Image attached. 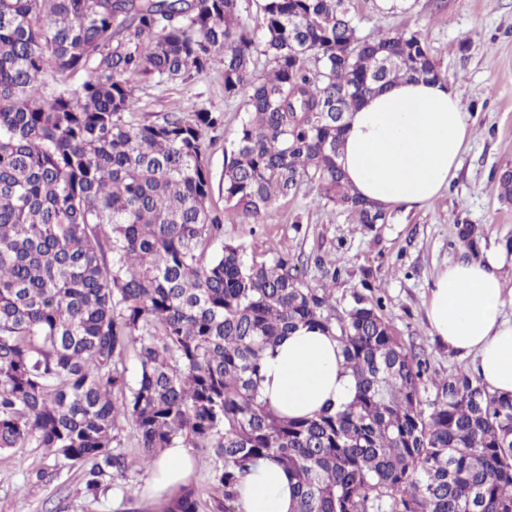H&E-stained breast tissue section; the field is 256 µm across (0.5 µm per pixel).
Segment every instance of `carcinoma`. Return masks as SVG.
Returning <instances> with one entry per match:
<instances>
[{
	"mask_svg": "<svg viewBox=\"0 0 512 512\" xmlns=\"http://www.w3.org/2000/svg\"><path fill=\"white\" fill-rule=\"evenodd\" d=\"M260 9L255 30L239 0H0V452L44 448L95 492L131 467L111 452L125 422L144 469L179 445L215 457L208 503L184 488L162 512H239L261 458L294 481V512H512V396L462 368L433 377L382 298L336 311L286 248L206 256L225 221L258 224L304 186L385 223L346 184L347 116L397 80L441 79L418 33L362 37L346 0ZM216 63L245 107L220 212L205 134L224 113L146 124L135 95ZM496 191L512 201V172ZM301 326L336 339L355 394L282 417L259 400L261 363Z\"/></svg>",
	"mask_w": 512,
	"mask_h": 512,
	"instance_id": "carcinoma-1",
	"label": "carcinoma"
}]
</instances>
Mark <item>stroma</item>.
<instances>
[{
    "label": "stroma",
    "instance_id": "35a3bbf8",
    "mask_svg": "<svg viewBox=\"0 0 512 512\" xmlns=\"http://www.w3.org/2000/svg\"><path fill=\"white\" fill-rule=\"evenodd\" d=\"M349 8L361 36L419 32L455 86L473 125L456 179L441 198L422 207L392 208L386 223L371 230L304 190L280 200L260 225L225 223L223 236L208 251L240 244L246 258L270 262L288 250L307 283L332 286L340 308L353 294L372 288L383 297L385 316L404 346L428 358L444 377L471 362L449 354L431 336L425 301L435 275L473 253L459 239L460 225H474L480 235L476 253L500 263L505 312L512 317V254L504 248L512 240V204L501 202L494 189L500 174L512 170V0H405L397 9L391 0H350ZM138 96L149 122L203 107L223 112V128L205 136L211 206L223 209L224 147L235 137L244 110L239 101L225 100L222 66L160 87L141 86ZM330 259L338 262V277L328 271ZM113 445L134 465L93 495L85 490L80 467L44 449L0 454V512H159L162 499L146 491L151 473L137 467L140 450L128 427H121Z\"/></svg>",
    "mask_w": 512,
    "mask_h": 512
}]
</instances>
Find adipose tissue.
<instances>
[{
  "instance_id": "adipose-tissue-1",
  "label": "adipose tissue",
  "mask_w": 512,
  "mask_h": 512,
  "mask_svg": "<svg viewBox=\"0 0 512 512\" xmlns=\"http://www.w3.org/2000/svg\"><path fill=\"white\" fill-rule=\"evenodd\" d=\"M472 138L453 85L402 80L364 98L350 113L340 161L348 184L382 209L435 201L456 178ZM504 279L495 259L448 263L427 296L432 336L461 358L491 390L512 394V318L503 311ZM353 383L337 341L298 329L267 354L259 384L262 400L288 417L310 416L327 403L348 400ZM189 449H165L152 469L156 489L181 483L194 469ZM287 472L262 459L240 487L241 512H292Z\"/></svg>"
}]
</instances>
